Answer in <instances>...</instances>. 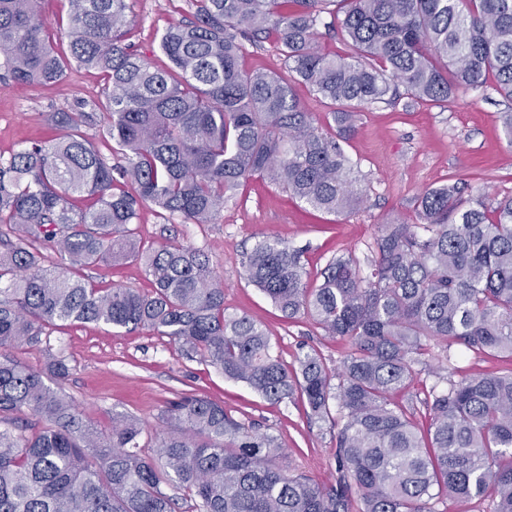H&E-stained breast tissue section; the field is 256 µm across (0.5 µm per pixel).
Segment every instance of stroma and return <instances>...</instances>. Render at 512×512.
<instances>
[{
  "label": "stroma",
  "mask_w": 512,
  "mask_h": 512,
  "mask_svg": "<svg viewBox=\"0 0 512 512\" xmlns=\"http://www.w3.org/2000/svg\"><path fill=\"white\" fill-rule=\"evenodd\" d=\"M132 22L126 41L155 66L167 58L159 51L163 29L173 22L195 19L192 0H131ZM245 69L281 74L285 56L272 39L245 42ZM103 85L99 72L69 65L65 77L48 85L20 84L0 78V156L36 141L64 135L52 124L57 112H94ZM508 106L493 84L459 92L442 105L400 95L391 103L356 107L357 131L344 150L364 178L365 197L356 211L331 215L313 210L281 187L254 176L244 181L224 204L217 223L184 224L163 220L143 208L136 224L148 245L169 240L205 249L224 283L228 312L247 314L260 324L287 362L301 349L318 350L329 368L340 364L345 343L324 335L308 316L289 321L271 302L241 278V256L266 238L302 249L307 287H317L320 272L333 256L370 254L379 225L412 224L422 193L454 181L464 182L465 197L512 194V145L498 128ZM100 288L118 283L143 292L153 288L136 262L87 270ZM54 350L71 367L64 392L98 429L112 426L113 411L139 417L144 426L140 444L145 454L156 451L154 433L171 401L196 393L224 405L236 419L260 432L279 436L282 460L294 473L327 484L336 476V427L309 424L301 401L272 405L245 383L224 378L215 368L186 358L170 338L146 329L126 332L103 323L61 322L50 332Z\"/></svg>",
  "instance_id": "35a3bbf8"
}]
</instances>
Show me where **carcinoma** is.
<instances>
[{"instance_id":"cac0c4a2","label":"carcinoma","mask_w":512,"mask_h":512,"mask_svg":"<svg viewBox=\"0 0 512 512\" xmlns=\"http://www.w3.org/2000/svg\"><path fill=\"white\" fill-rule=\"evenodd\" d=\"M41 2L0 0V69L22 84L58 83L72 63L102 73V134L124 165L79 132L94 119L84 112L57 113L70 132L0 157V224L14 234L0 251V348L45 354L41 368L0 354V512H437L443 495L512 512V370L456 380L452 367L455 347L512 358V197L464 202L457 183L429 189L418 223L380 225L366 261L332 258L312 290L302 250L266 238L243 253V278L284 318L306 314L347 342L334 370L315 349L288 364L260 325L226 312L208 253L144 247L130 228L145 205L214 224L255 175L317 210L353 212L364 189L341 147L353 114L334 110L322 126L290 82L333 106L381 102L396 83L442 104L492 77L512 101V0H193L195 20L160 36L167 69L124 43L128 0H66L64 56ZM331 32L350 55L321 52ZM270 36L286 74L245 70L243 41ZM49 250L60 262L48 263ZM130 259L151 292L82 275ZM68 321L148 328L272 404L300 396L310 423L338 425L335 483L291 473L277 436L202 395L166 408L155 457L129 414L98 431L59 389L70 366L44 340ZM422 374L431 383L394 404ZM419 404L431 415L425 438Z\"/></svg>"}]
</instances>
